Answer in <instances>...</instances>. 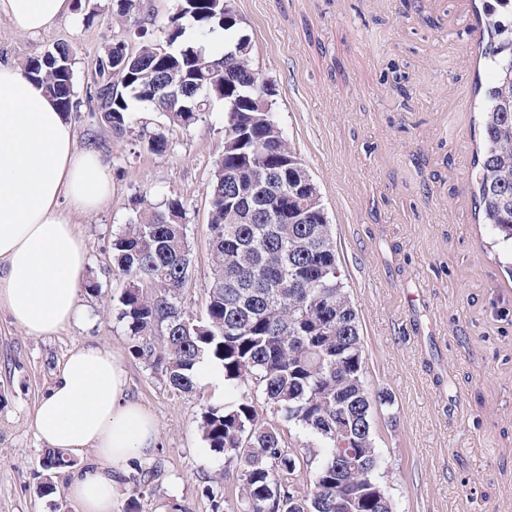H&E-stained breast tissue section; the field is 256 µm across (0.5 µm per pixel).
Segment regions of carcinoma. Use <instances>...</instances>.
<instances>
[{"label": "carcinoma", "mask_w": 512, "mask_h": 512, "mask_svg": "<svg viewBox=\"0 0 512 512\" xmlns=\"http://www.w3.org/2000/svg\"><path fill=\"white\" fill-rule=\"evenodd\" d=\"M494 3L481 20V57L494 80L483 92L475 202L512 266V19L498 17L512 16V0ZM159 31L161 39L143 40L121 75L90 95L98 121L123 136L140 110L188 128L222 102L224 153L210 178L212 269L202 314L182 306L192 248L181 200L136 203L112 238L113 268L124 280L116 311L133 336L132 352L176 393L196 388L202 360L223 368L224 408H206L200 428L236 469L238 491L224 512H394L378 476L359 320L329 217L275 117L251 39L224 17V0H177ZM216 32L224 34L221 55L208 49ZM21 68L62 111H77L68 46ZM257 393L266 408L254 403ZM287 424L319 456L300 490L302 462L310 459L286 442ZM75 466L61 449L44 454L52 474Z\"/></svg>", "instance_id": "carcinoma-1"}]
</instances>
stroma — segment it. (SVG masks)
<instances>
[{
    "label": "stroma",
    "instance_id": "stroma-1",
    "mask_svg": "<svg viewBox=\"0 0 512 512\" xmlns=\"http://www.w3.org/2000/svg\"><path fill=\"white\" fill-rule=\"evenodd\" d=\"M253 61L272 92L289 145L319 184L338 262L355 305L374 408L376 446L396 512H512V273L475 209L471 174L481 146L480 0H234ZM112 0H86L35 35L0 18V62L21 63L64 42L74 51L78 146L102 153L112 181L106 208L74 216L88 252L81 314L34 337L0 307V512H78L71 472L47 477L46 446L31 414L74 346L107 345L127 393L158 422L149 458L133 459L113 489L112 512H224L235 490L224 456L199 428L224 382L199 378L171 392L131 352L114 311L123 281L112 236L132 204L183 201L193 245L186 309L202 312L211 274L209 182L224 150V106L189 128L134 113L116 138L88 103L105 46L139 44ZM163 129L170 149L147 151L142 128Z\"/></svg>",
    "mask_w": 512,
    "mask_h": 512
}]
</instances>
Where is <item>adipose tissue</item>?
<instances>
[{
    "label": "adipose tissue",
    "mask_w": 512,
    "mask_h": 512,
    "mask_svg": "<svg viewBox=\"0 0 512 512\" xmlns=\"http://www.w3.org/2000/svg\"><path fill=\"white\" fill-rule=\"evenodd\" d=\"M72 0H0V17L36 34L68 15ZM112 197L95 147L78 148L71 117L41 83L0 62V305L29 335L49 336L76 320L87 250L71 213L91 214ZM126 372L103 345L68 351L36 404L31 425L51 448L94 450L95 466L73 475L81 512H112L114 472L150 454L155 418L128 399Z\"/></svg>",
    "instance_id": "ef3b65f1"
}]
</instances>
